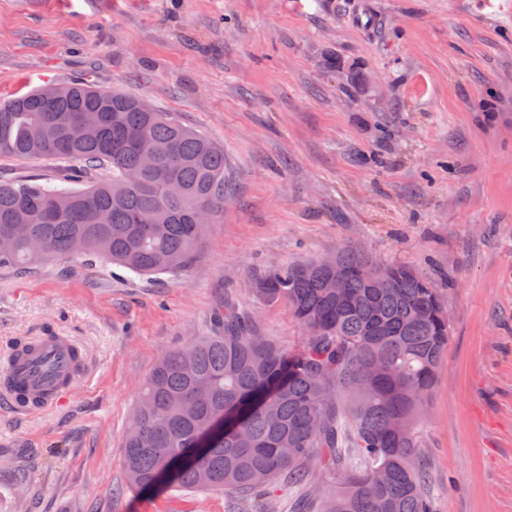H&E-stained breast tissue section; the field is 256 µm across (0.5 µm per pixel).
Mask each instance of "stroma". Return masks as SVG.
Returning a JSON list of instances; mask_svg holds the SVG:
<instances>
[{
    "mask_svg": "<svg viewBox=\"0 0 512 512\" xmlns=\"http://www.w3.org/2000/svg\"><path fill=\"white\" fill-rule=\"evenodd\" d=\"M88 79L224 148V209L179 274L47 256L0 270V360L46 326L85 374L63 406H0V512H234L221 491H125L123 440L157 359L272 263L356 243L441 296L448 349L421 458L437 512H512V12L497 0H0V100ZM29 480L18 484L17 472Z\"/></svg>",
    "mask_w": 512,
    "mask_h": 512,
    "instance_id": "35a3bbf8",
    "label": "stroma"
}]
</instances>
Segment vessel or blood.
<instances>
[{
    "instance_id": "1",
    "label": "vessel or blood",
    "mask_w": 512,
    "mask_h": 512,
    "mask_svg": "<svg viewBox=\"0 0 512 512\" xmlns=\"http://www.w3.org/2000/svg\"><path fill=\"white\" fill-rule=\"evenodd\" d=\"M74 344L64 336L45 333L22 353L12 352L0 363V392L14 409L35 412L58 403L81 380Z\"/></svg>"
}]
</instances>
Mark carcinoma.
<instances>
[{"instance_id": "obj_1", "label": "carcinoma", "mask_w": 512, "mask_h": 512, "mask_svg": "<svg viewBox=\"0 0 512 512\" xmlns=\"http://www.w3.org/2000/svg\"><path fill=\"white\" fill-rule=\"evenodd\" d=\"M87 81L46 84L0 101V156L64 160L84 189L0 176V269L24 271L44 255L102 257L139 275L186 270L205 225L224 210V147L171 112ZM335 265L274 263L255 296L288 306L308 338L288 349L234 302L214 332L164 354L142 386L123 444L126 488L161 471L171 488L222 489L251 512L285 490L291 512H433L421 466L423 405L448 348L436 288L413 267L382 265L346 245ZM346 282L336 290V268ZM239 430L197 451L231 410ZM199 455L196 465L179 461Z\"/></svg>"}]
</instances>
